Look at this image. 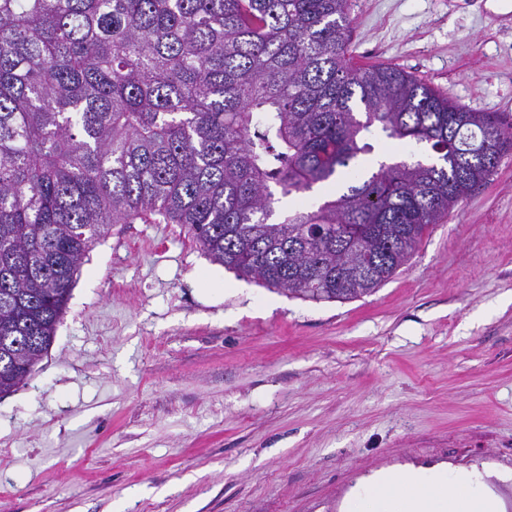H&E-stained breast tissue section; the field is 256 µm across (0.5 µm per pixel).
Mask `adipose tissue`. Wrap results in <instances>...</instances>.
Segmentation results:
<instances>
[{"instance_id":"obj_1","label":"adipose tissue","mask_w":512,"mask_h":512,"mask_svg":"<svg viewBox=\"0 0 512 512\" xmlns=\"http://www.w3.org/2000/svg\"><path fill=\"white\" fill-rule=\"evenodd\" d=\"M477 475L444 464L379 469L348 494L344 512H499Z\"/></svg>"}]
</instances>
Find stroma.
I'll list each match as a JSON object with an SVG mask.
<instances>
[{"mask_svg":"<svg viewBox=\"0 0 512 512\" xmlns=\"http://www.w3.org/2000/svg\"><path fill=\"white\" fill-rule=\"evenodd\" d=\"M351 50L512 122V0H350ZM512 498V152L371 295L313 302L115 224L0 396V512H339L373 470Z\"/></svg>","mask_w":512,"mask_h":512,"instance_id":"1","label":"stroma"}]
</instances>
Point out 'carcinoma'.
<instances>
[{"mask_svg":"<svg viewBox=\"0 0 512 512\" xmlns=\"http://www.w3.org/2000/svg\"><path fill=\"white\" fill-rule=\"evenodd\" d=\"M350 0H0V394L112 224H182L303 300L375 292L512 151V124L348 56ZM385 139L414 162L360 156ZM339 182L311 210L305 193Z\"/></svg>","mask_w":512,"mask_h":512,"instance_id":"carcinoma-1","label":"carcinoma"}]
</instances>
